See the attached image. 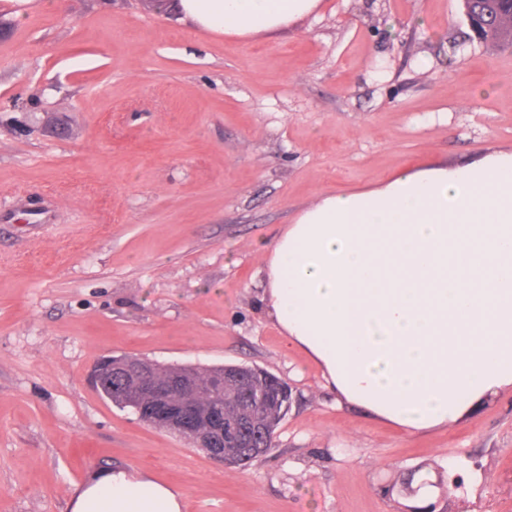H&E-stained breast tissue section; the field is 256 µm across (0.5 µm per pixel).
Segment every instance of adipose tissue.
<instances>
[{
    "label": "adipose tissue",
    "instance_id": "ef3b65f1",
    "mask_svg": "<svg viewBox=\"0 0 512 512\" xmlns=\"http://www.w3.org/2000/svg\"><path fill=\"white\" fill-rule=\"evenodd\" d=\"M322 0H180L202 31L275 34ZM263 311L337 401L409 432L512 387V150L402 171L303 209L268 249ZM144 472L101 470L71 512H182Z\"/></svg>",
    "mask_w": 512,
    "mask_h": 512
}]
</instances>
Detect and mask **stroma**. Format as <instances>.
<instances>
[{
  "mask_svg": "<svg viewBox=\"0 0 512 512\" xmlns=\"http://www.w3.org/2000/svg\"><path fill=\"white\" fill-rule=\"evenodd\" d=\"M460 0H323L240 40L155 0H0V512H70L121 466L183 512H512V388L411 434L339 407L259 306L266 246L327 192L512 149V54ZM257 366L292 389L268 454L226 467L101 397L105 355Z\"/></svg>",
  "mask_w": 512,
  "mask_h": 512,
  "instance_id": "stroma-1",
  "label": "stroma"
}]
</instances>
